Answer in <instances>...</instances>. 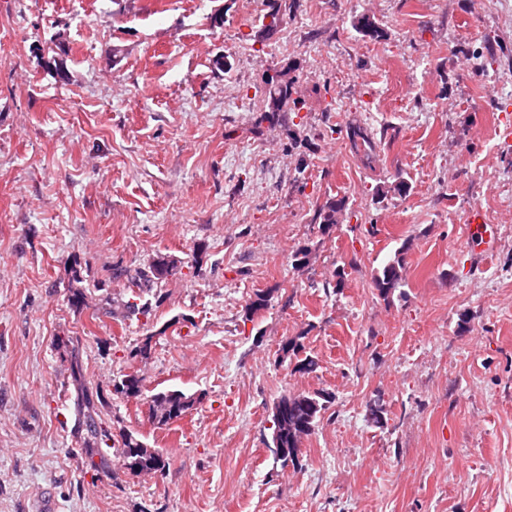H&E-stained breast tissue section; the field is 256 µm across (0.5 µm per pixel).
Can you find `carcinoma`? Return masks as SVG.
<instances>
[{
	"label": "carcinoma",
	"instance_id": "carcinoma-1",
	"mask_svg": "<svg viewBox=\"0 0 512 512\" xmlns=\"http://www.w3.org/2000/svg\"><path fill=\"white\" fill-rule=\"evenodd\" d=\"M356 29L364 37L377 38L380 29L376 22L370 17L363 15L356 21ZM267 109L264 110V118L273 120L282 112H288L291 107L298 106L301 100L293 97L296 93L294 81L286 78V73L281 71L274 75H268L265 79ZM350 139L356 151L363 152L369 156L372 151V143L366 134L359 128L350 129ZM346 209V201L343 199L327 203L319 213L322 228L331 230L338 224V215ZM403 249H398L393 260L387 262L374 276L375 287L387 295L393 290L402 286L403 278ZM171 260L164 256L154 259L148 266L135 271L130 277L133 285L138 291L133 293L127 301H112V308L108 313L114 319L124 320L132 315L141 314L147 316L152 310L150 302H141L142 294L153 289L154 281L161 279L170 267ZM83 279L80 271L72 269L71 287L69 301L75 306H82L86 303L88 295L85 289L78 287ZM71 378L74 386L73 405L77 422V433L80 435L82 445L88 455V466L98 469L101 463L107 460L109 450L112 446L108 441L112 440L113 434L110 426L102 419L97 412L95 399L99 395L93 393L82 380L78 364H71ZM142 379L134 374H125L122 378L112 384L115 394L127 397L131 394L141 392ZM187 394L179 390L161 391L153 395L167 404L171 413L180 411L181 400ZM326 399L322 393H297L288 395V406L284 412L285 425L273 423L272 443L275 458L286 467L288 463L296 461L293 451L297 448L298 435L294 433L295 425L304 423L307 426L306 434H311L319 424L325 410ZM145 447V443L131 432L120 433L119 448L117 452L122 458L123 465L128 469H139L144 471H160L164 467L159 453L148 454L138 453L136 449ZM99 460H94V457Z\"/></svg>",
	"mask_w": 512,
	"mask_h": 512
}]
</instances>
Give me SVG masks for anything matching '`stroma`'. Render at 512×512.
Masks as SVG:
<instances>
[{
    "label": "stroma",
    "instance_id": "35a3bbf8",
    "mask_svg": "<svg viewBox=\"0 0 512 512\" xmlns=\"http://www.w3.org/2000/svg\"><path fill=\"white\" fill-rule=\"evenodd\" d=\"M274 71L301 104L267 121ZM510 182L512 0H0V512H512ZM397 253L404 284L381 295ZM160 255L179 265L150 317L113 320L131 288L115 269ZM75 359L161 472L86 466ZM136 370L141 396L114 395ZM170 389L198 402L154 424ZM297 392L329 400L284 467L271 408Z\"/></svg>",
    "mask_w": 512,
    "mask_h": 512
}]
</instances>
